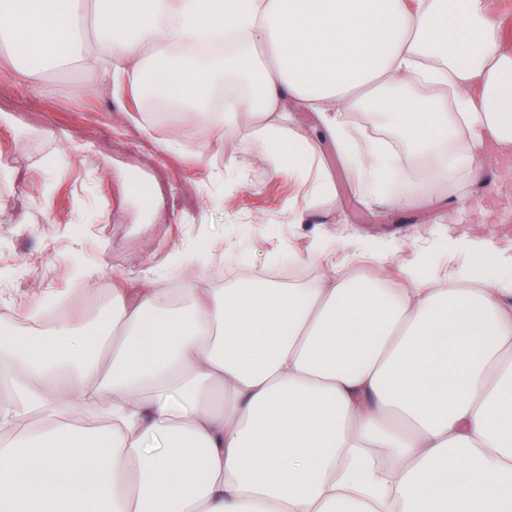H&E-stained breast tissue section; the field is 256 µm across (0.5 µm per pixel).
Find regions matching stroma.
<instances>
[{
    "label": "stroma",
    "instance_id": "35a3bbf8",
    "mask_svg": "<svg viewBox=\"0 0 512 512\" xmlns=\"http://www.w3.org/2000/svg\"><path fill=\"white\" fill-rule=\"evenodd\" d=\"M44 78L53 94L0 77V333L49 331L40 310L50 299L93 318L102 284L120 275L174 287L180 252L197 256L205 273L284 265L313 243L348 268L372 265L382 251L396 266L426 253L441 278L472 262L468 252L439 249L447 236L489 237L512 254V201L481 199L466 177L444 188L439 204L399 209L404 197L426 193L424 165L413 155L394 185L367 197L325 146L335 192L318 199L314 221L292 224L295 179L270 173L236 140L201 160L173 156L142 135L132 99L114 96L93 74L50 67ZM232 156L236 169L214 181ZM452 203L461 212L450 228L443 219ZM78 262L97 275L79 279Z\"/></svg>",
    "mask_w": 512,
    "mask_h": 512
}]
</instances>
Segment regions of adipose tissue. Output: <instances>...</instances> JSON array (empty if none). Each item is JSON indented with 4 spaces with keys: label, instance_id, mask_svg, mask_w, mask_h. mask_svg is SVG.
<instances>
[{
    "label": "adipose tissue",
    "instance_id": "obj_1",
    "mask_svg": "<svg viewBox=\"0 0 512 512\" xmlns=\"http://www.w3.org/2000/svg\"><path fill=\"white\" fill-rule=\"evenodd\" d=\"M462 2L0 0V49L33 93L52 66L167 98L164 151L200 125L196 155L235 137L311 198L328 144L363 193L400 173L335 118L373 112L434 193L512 175V46ZM291 259L315 280L210 288L182 256L185 287L113 283L95 335L1 336L0 512H512V256L439 286L425 258L396 288L384 253L363 281L316 245Z\"/></svg>",
    "mask_w": 512,
    "mask_h": 512
}]
</instances>
